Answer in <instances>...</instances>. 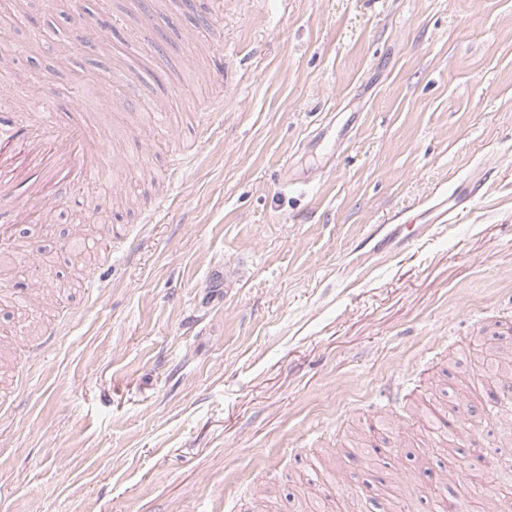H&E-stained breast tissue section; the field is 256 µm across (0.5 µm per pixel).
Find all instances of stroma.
I'll return each instance as SVG.
<instances>
[{
  "label": "stroma",
  "mask_w": 512,
  "mask_h": 512,
  "mask_svg": "<svg viewBox=\"0 0 512 512\" xmlns=\"http://www.w3.org/2000/svg\"><path fill=\"white\" fill-rule=\"evenodd\" d=\"M0 0L13 17L16 83L47 79L56 103L81 87L92 142L130 163L129 195L88 182L49 223L20 224L39 268L21 262L0 295V512H299L315 486L380 496L392 470L357 463L362 441L417 470L392 512H429L418 464L425 419L380 427L413 402L458 413V485L506 478L512 438L495 408L456 412L477 345L512 355L496 323L512 313V0ZM223 13V26L212 25ZM113 19L87 52L89 14ZM199 27L201 65L224 52V88L182 70L180 31ZM164 35L160 56L129 58L138 96L113 111L108 77L130 34ZM158 147L136 160L133 131ZM342 141L330 153L332 140ZM192 155L174 181L172 157ZM484 177L469 214L416 246L391 218ZM125 236L99 247L104 225ZM82 227L85 259L58 244ZM62 290L24 314L27 286ZM67 327L45 352L42 328Z\"/></svg>",
  "instance_id": "1"
}]
</instances>
